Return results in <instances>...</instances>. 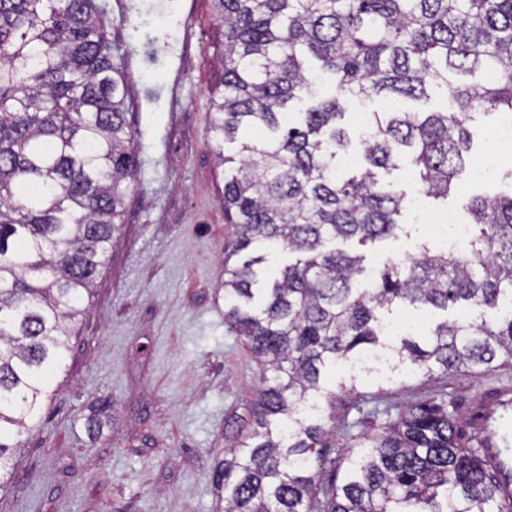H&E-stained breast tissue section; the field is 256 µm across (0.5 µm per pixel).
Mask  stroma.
<instances>
[{"instance_id": "35a3bbf8", "label": "stroma", "mask_w": 512, "mask_h": 512, "mask_svg": "<svg viewBox=\"0 0 512 512\" xmlns=\"http://www.w3.org/2000/svg\"><path fill=\"white\" fill-rule=\"evenodd\" d=\"M127 82L140 160L124 224L96 277L56 394L21 449L0 512H216L212 474L229 417L246 416L263 367L224 324L218 292L224 243V166L207 146L209 93L224 71V28L210 0H97ZM178 86L181 107L169 112ZM423 210L397 238L360 250L367 268L413 256L431 235ZM336 366L316 401L331 410L329 457L348 435L381 427L385 410L438 394L468 415L512 363L486 373L428 377L416 367Z\"/></svg>"}]
</instances>
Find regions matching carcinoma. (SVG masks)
I'll use <instances>...</instances> for the list:
<instances>
[{"label":"carcinoma","mask_w":512,"mask_h":512,"mask_svg":"<svg viewBox=\"0 0 512 512\" xmlns=\"http://www.w3.org/2000/svg\"><path fill=\"white\" fill-rule=\"evenodd\" d=\"M224 81L206 139L224 164V323L264 366L248 418L214 466L223 512H512L484 440L443 397L323 453L313 412L337 362L380 346L443 374L512 362V309L440 322L427 343L382 342L394 306L496 308L512 299V193L475 195L461 251L422 246L356 287L372 245L403 230L408 195L379 173L408 169L448 200L469 167L479 114H512V0H211ZM450 99L452 112H373L352 144L341 99ZM126 82L96 0H0V480L22 431L56 394L70 326L121 230L139 159ZM243 141H238V138ZM240 142L237 156L224 145ZM356 153L350 177L341 156ZM295 256L280 267L268 254ZM340 485L317 499L326 467Z\"/></svg>","instance_id":"1"}]
</instances>
